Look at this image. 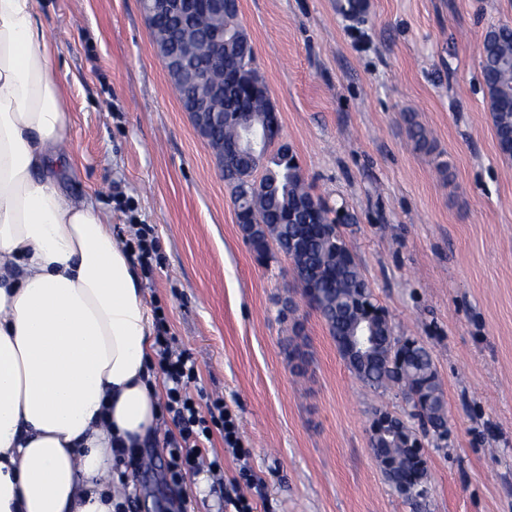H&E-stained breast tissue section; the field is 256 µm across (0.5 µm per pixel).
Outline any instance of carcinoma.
Segmentation results:
<instances>
[{
	"label": "carcinoma",
	"instance_id": "1",
	"mask_svg": "<svg viewBox=\"0 0 512 512\" xmlns=\"http://www.w3.org/2000/svg\"><path fill=\"white\" fill-rule=\"evenodd\" d=\"M224 74L244 67L253 76V92L237 84L224 90V115L244 112L250 123L263 129L275 122L274 107L265 92L268 86L255 69L252 39L238 20V0H224ZM173 53L188 63L204 58L203 37L177 42ZM512 26L490 30L482 44L481 73L489 110L501 154L512 157ZM409 137L420 150L431 149L425 130L412 123ZM262 172L264 190L255 196L251 184ZM232 201L243 200L236 212L243 237L260 256L270 251L269 241L287 253H295L293 270L308 303L319 313L336 347L355 376L375 390L401 387L408 406L406 417L375 418L370 427V445L388 482L405 486L406 501L424 497L421 456L414 451L416 439L440 443L448 436V414L442 384L431 351L415 338L393 335L390 323L376 328L377 350L369 355L352 353L349 328L356 320H375L381 307L373 302L372 290L342 235L313 227L310 210L313 194L300 167L290 155L268 152L263 166L232 165L224 170Z\"/></svg>",
	"mask_w": 512,
	"mask_h": 512
}]
</instances>
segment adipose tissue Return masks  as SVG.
Listing matches in <instances>:
<instances>
[{"instance_id": "adipose-tissue-1", "label": "adipose tissue", "mask_w": 512, "mask_h": 512, "mask_svg": "<svg viewBox=\"0 0 512 512\" xmlns=\"http://www.w3.org/2000/svg\"><path fill=\"white\" fill-rule=\"evenodd\" d=\"M70 116L36 0H0V512H117L162 421L140 272L62 188Z\"/></svg>"}]
</instances>
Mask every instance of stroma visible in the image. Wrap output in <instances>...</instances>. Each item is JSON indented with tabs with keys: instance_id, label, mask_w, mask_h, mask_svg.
I'll return each mask as SVG.
<instances>
[{
	"instance_id": "1",
	"label": "stroma",
	"mask_w": 512,
	"mask_h": 512,
	"mask_svg": "<svg viewBox=\"0 0 512 512\" xmlns=\"http://www.w3.org/2000/svg\"><path fill=\"white\" fill-rule=\"evenodd\" d=\"M239 4L281 141L395 335L432 352L449 435L427 449L426 496L407 503L369 443L375 410L402 414L401 390L365 387L289 260L257 259L140 0H36L72 118L76 165L62 185L110 212L114 236L154 226L144 298L249 451L239 461L216 429L205 456H220L228 482L249 466L257 512H512V159L480 64L490 28L512 25V0ZM411 120L433 152L415 148ZM162 441L142 451L130 512H211L195 478H166Z\"/></svg>"
}]
</instances>
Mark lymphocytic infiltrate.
I'll use <instances>...</instances> for the list:
<instances>
[{
  "instance_id": "f902f5d3",
  "label": "lymphocytic infiltrate",
  "mask_w": 512,
  "mask_h": 512,
  "mask_svg": "<svg viewBox=\"0 0 512 512\" xmlns=\"http://www.w3.org/2000/svg\"><path fill=\"white\" fill-rule=\"evenodd\" d=\"M155 331L166 383L164 410L177 429L163 442L166 473L172 482L179 483L188 472L202 465L212 472H221L220 459L204 460L202 449L210 440L212 427L218 426L224 432L225 448L233 454L245 455L236 421L225 409L223 399H212L203 406L190 393L191 384L199 377L198 365L186 350L176 348L164 317H156Z\"/></svg>"
}]
</instances>
